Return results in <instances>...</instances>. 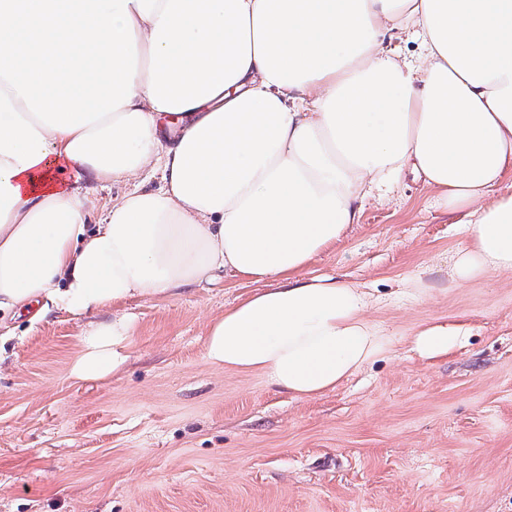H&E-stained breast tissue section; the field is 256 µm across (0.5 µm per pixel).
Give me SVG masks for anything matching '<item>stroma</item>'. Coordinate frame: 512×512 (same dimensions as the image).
I'll list each match as a JSON object with an SVG mask.
<instances>
[{
  "label": "stroma",
  "instance_id": "1",
  "mask_svg": "<svg viewBox=\"0 0 512 512\" xmlns=\"http://www.w3.org/2000/svg\"><path fill=\"white\" fill-rule=\"evenodd\" d=\"M466 228L404 175L308 275L364 290L392 344L303 401L211 366L209 320L256 291L221 278L122 306L123 370L78 381L81 320H0V512H512V274L451 276ZM466 324L425 358L421 325Z\"/></svg>",
  "mask_w": 512,
  "mask_h": 512
}]
</instances>
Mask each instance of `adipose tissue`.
<instances>
[{
  "label": "adipose tissue",
  "mask_w": 512,
  "mask_h": 512,
  "mask_svg": "<svg viewBox=\"0 0 512 512\" xmlns=\"http://www.w3.org/2000/svg\"><path fill=\"white\" fill-rule=\"evenodd\" d=\"M128 11L134 93L105 121L148 120L134 169L71 159L78 131L45 126L0 78V315L37 299L84 318L72 378L129 359L133 318L87 313L221 272L262 288L210 322L207 363L297 399L336 389L388 337L360 288L303 271L407 170L463 216L457 281L512 273V194L499 193L512 175V0H131ZM409 28L418 64L385 45ZM56 163L70 181H53ZM147 171L158 189L139 186ZM87 178L134 185L94 226ZM468 334L428 324L411 344L432 358Z\"/></svg>",
  "instance_id": "1"
}]
</instances>
